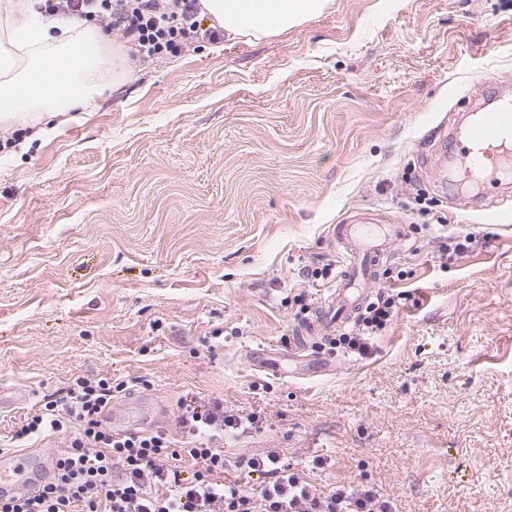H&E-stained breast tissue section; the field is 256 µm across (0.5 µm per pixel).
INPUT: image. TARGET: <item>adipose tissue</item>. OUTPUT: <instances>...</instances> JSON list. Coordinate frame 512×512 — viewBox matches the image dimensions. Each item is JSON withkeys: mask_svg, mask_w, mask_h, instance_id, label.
<instances>
[{"mask_svg": "<svg viewBox=\"0 0 512 512\" xmlns=\"http://www.w3.org/2000/svg\"><path fill=\"white\" fill-rule=\"evenodd\" d=\"M328 0H201L208 26L226 39H258L320 13ZM124 73V56L88 23L38 18L32 0H0V122L82 111L104 78Z\"/></svg>", "mask_w": 512, "mask_h": 512, "instance_id": "adipose-tissue-1", "label": "adipose tissue"}]
</instances>
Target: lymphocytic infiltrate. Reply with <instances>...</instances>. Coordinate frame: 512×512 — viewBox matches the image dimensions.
<instances>
[{"instance_id": "obj_1", "label": "lymphocytic infiltrate", "mask_w": 512, "mask_h": 512, "mask_svg": "<svg viewBox=\"0 0 512 512\" xmlns=\"http://www.w3.org/2000/svg\"><path fill=\"white\" fill-rule=\"evenodd\" d=\"M40 10L49 18L96 16L120 35L131 56L144 59L224 36L204 27L200 0H43ZM397 311L395 295L379 289L339 344L369 355L373 337ZM111 402V379L78 376L63 396L27 417L18 438L59 433L69 444L55 456L53 481L34 492L15 490L0 499V512H393L392 502L369 486L317 488L274 449L236 462L260 477L259 486L228 478L225 431L261 429L260 415L230 414L220 402L183 396L175 421L187 445L178 448L162 432L113 431L107 424Z\"/></svg>"}]
</instances>
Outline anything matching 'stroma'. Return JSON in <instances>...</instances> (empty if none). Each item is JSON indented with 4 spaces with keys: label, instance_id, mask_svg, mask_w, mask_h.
Segmentation results:
<instances>
[{
    "label": "stroma",
    "instance_id": "35a3bbf8",
    "mask_svg": "<svg viewBox=\"0 0 512 512\" xmlns=\"http://www.w3.org/2000/svg\"><path fill=\"white\" fill-rule=\"evenodd\" d=\"M479 74L512 93V0H329L267 37L135 60L39 138L1 124L0 449L65 446L15 432L101 376L113 415L141 400L154 430L188 393L261 414L229 471L277 448L398 512H512V188L488 223L449 203L434 153ZM419 193L446 223H423ZM362 213L405 225L377 284L408 301L370 356L326 336L291 354L295 295L327 299L332 228Z\"/></svg>",
    "mask_w": 512,
    "mask_h": 512
}]
</instances>
